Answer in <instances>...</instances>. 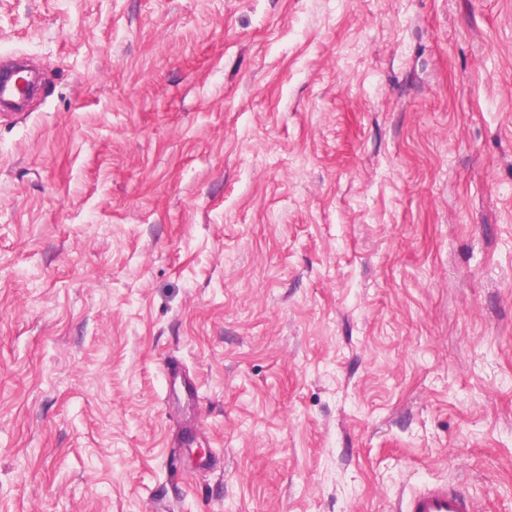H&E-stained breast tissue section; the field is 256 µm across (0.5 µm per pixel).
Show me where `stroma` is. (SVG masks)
Segmentation results:
<instances>
[{
	"label": "stroma",
	"mask_w": 512,
	"mask_h": 512,
	"mask_svg": "<svg viewBox=\"0 0 512 512\" xmlns=\"http://www.w3.org/2000/svg\"><path fill=\"white\" fill-rule=\"evenodd\" d=\"M0 512H512V0H0ZM476 501L448 484L425 483L412 491L401 512H480Z\"/></svg>",
	"instance_id": "obj_1"
}]
</instances>
